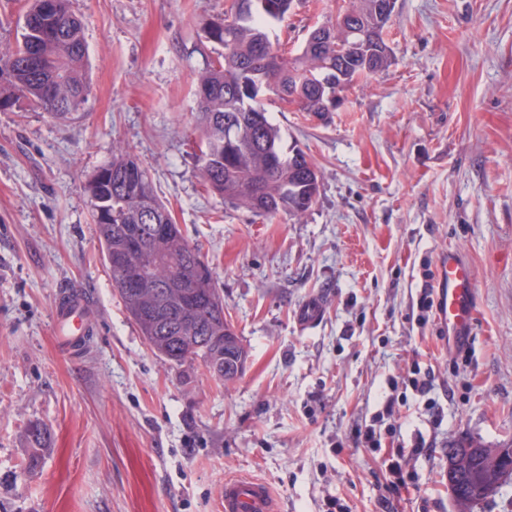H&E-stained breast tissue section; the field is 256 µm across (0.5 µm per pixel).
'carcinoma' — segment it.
<instances>
[{"mask_svg": "<svg viewBox=\"0 0 512 512\" xmlns=\"http://www.w3.org/2000/svg\"><path fill=\"white\" fill-rule=\"evenodd\" d=\"M70 0H25L20 38L0 45V110L26 104L53 119L66 121L89 93L85 77L86 47L82 23ZM224 17L205 24L203 36L216 57L200 73L195 89L196 124L201 131L199 162L205 184L224 202L252 212L296 218L314 204L317 167L299 148L283 152L279 129L265 112L268 92L306 114L322 111L330 86L345 90L361 78L385 69L389 52L373 12L374 0H349L356 33L344 54L336 46L302 43L294 52L280 50L268 28L282 22L294 0H233ZM139 176L128 177V169ZM98 240L112 287L151 349L183 366L186 356L201 361L224 382L239 378L248 351L224 318V299L208 261L187 241L167 206L154 193L146 169L120 144L112 161L87 185ZM139 269L171 278L163 296L136 295L126 280ZM26 470L38 474L50 448V433L39 421L27 429ZM471 452L454 471L461 512H472L489 494L500 471L499 449L463 439Z\"/></svg>", "mask_w": 512, "mask_h": 512, "instance_id": "cac0c4a2", "label": "carcinoma"}]
</instances>
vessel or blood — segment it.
<instances>
[{
	"instance_id": "b4317fda",
	"label": "vessel or blood",
	"mask_w": 512,
	"mask_h": 512,
	"mask_svg": "<svg viewBox=\"0 0 512 512\" xmlns=\"http://www.w3.org/2000/svg\"><path fill=\"white\" fill-rule=\"evenodd\" d=\"M438 318L457 343L468 342L474 325L475 279L471 265L455 252L444 255L438 267ZM89 302L82 284L73 283L62 290L54 304L56 340L69 352L85 347L89 327ZM321 300L303 302L295 312L297 325L304 330L314 328L322 319ZM224 512H277V500L262 481L234 477L224 481Z\"/></svg>"
}]
</instances>
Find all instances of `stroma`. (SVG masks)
<instances>
[{"label": "stroma", "instance_id": "obj_1", "mask_svg": "<svg viewBox=\"0 0 512 512\" xmlns=\"http://www.w3.org/2000/svg\"><path fill=\"white\" fill-rule=\"evenodd\" d=\"M227 0H70L90 93L57 121L0 111V512H222L224 479L269 485L280 512H457L448 449L512 440V0H396L389 66L342 92L328 123L265 95L284 148L317 165L302 218L225 204L199 172L205 21ZM337 0H295L273 36L297 47ZM122 144L213 267L249 357L225 383L159 359L99 249L89 177ZM476 277L464 351L419 318L424 266L448 249ZM91 299L87 347L57 346L61 287ZM322 296L303 331L294 313ZM429 398L393 389L412 364ZM409 487L386 495V451L357 442L387 396ZM52 451L24 471L30 421Z\"/></svg>", "mask_w": 512, "mask_h": 512}]
</instances>
